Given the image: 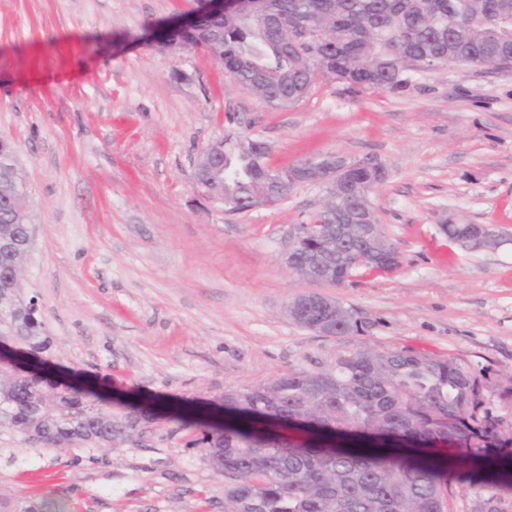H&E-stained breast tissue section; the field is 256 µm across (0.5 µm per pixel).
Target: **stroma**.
Segmentation results:
<instances>
[{
	"label": "stroma",
	"mask_w": 512,
	"mask_h": 512,
	"mask_svg": "<svg viewBox=\"0 0 512 512\" xmlns=\"http://www.w3.org/2000/svg\"><path fill=\"white\" fill-rule=\"evenodd\" d=\"M190 0H0V138L27 173L35 242L23 272L52 338L51 363L127 399L212 401L311 369L346 345L412 349L483 370L484 406L512 420V69L415 71L405 88L317 78L273 109L197 50L159 49L158 23ZM235 133L283 168L317 154L376 161L371 194L401 255L388 275L335 289L292 271L285 240L323 200L295 187L228 214L194 181L198 157ZM487 224L471 251L445 220ZM305 292L335 294L368 328L321 336L287 315ZM188 432L149 423L136 446L56 452L0 433V494L48 472L73 512H224L223 472Z\"/></svg>",
	"instance_id": "obj_1"
}]
</instances>
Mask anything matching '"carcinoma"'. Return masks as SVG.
<instances>
[{"instance_id":"1","label":"carcinoma","mask_w":512,"mask_h":512,"mask_svg":"<svg viewBox=\"0 0 512 512\" xmlns=\"http://www.w3.org/2000/svg\"><path fill=\"white\" fill-rule=\"evenodd\" d=\"M186 46L215 58L235 85L284 109L310 91L316 66L288 45L289 27L304 25L324 37L325 55L349 87L401 89L411 65L465 69L470 58L512 59V40L493 32L500 18L512 19V0H267L277 20H247L206 11L195 0ZM260 140L224 139L223 183L208 182L199 164L197 184L244 208L271 173ZM25 175L11 159H0V241H23L28 207ZM442 233L455 242L480 235L477 224H448ZM325 252L322 239L300 243L293 264L308 267L315 281H344L346 264L326 270L312 256ZM309 326L336 320V336H354L365 322L336 308H308ZM22 348V369L0 361V431L37 435L45 448L73 445L120 448L132 442L150 414L159 422L192 431L194 411L151 403L112 408L94 386L80 379L51 380L42 354L51 348L40 314L24 297L0 304V341ZM224 393L235 421L188 445L224 471L225 512H449L454 491L445 480L448 459L409 457L415 448H456L488 476L490 485L467 474L473 491L467 512H512V423L484 408L487 384L462 359L420 351L344 347L314 369L292 370L262 384ZM298 430L304 437L287 436ZM0 512H69L54 498L0 496Z\"/></svg>"}]
</instances>
